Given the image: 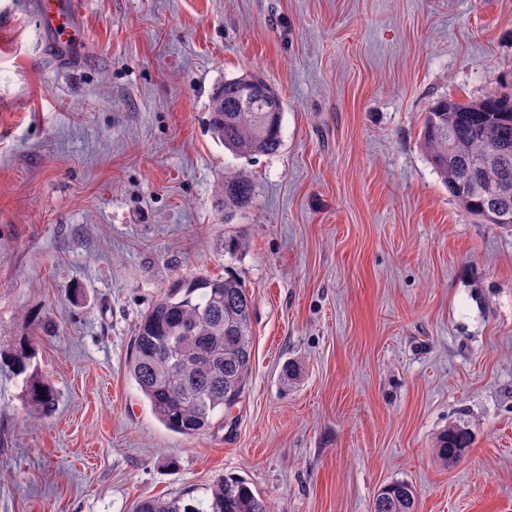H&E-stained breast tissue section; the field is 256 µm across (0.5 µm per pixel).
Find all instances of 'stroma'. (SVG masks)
<instances>
[{
  "label": "stroma",
  "mask_w": 512,
  "mask_h": 512,
  "mask_svg": "<svg viewBox=\"0 0 512 512\" xmlns=\"http://www.w3.org/2000/svg\"><path fill=\"white\" fill-rule=\"evenodd\" d=\"M37 2L0 0V512H130L227 474L270 512H371L395 480L416 512H512V227L465 217L420 139L436 101L512 92V0H80L68 56ZM244 71L284 101L276 154L211 133ZM239 169L254 202L227 220L214 189ZM199 273L245 281L254 359L184 437L126 363ZM25 338L58 392L40 418ZM460 422L448 469L434 440ZM20 349V354L14 359V364L20 374H27L23 391L24 405L29 413L35 417L45 416L55 407L57 401L56 390L36 369L28 372L30 357L26 353L25 346L24 352L21 344ZM473 446V434L464 423L449 425L436 438L433 450L448 468L458 464Z\"/></svg>",
  "instance_id": "1"
}]
</instances>
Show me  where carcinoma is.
I'll return each instance as SVG.
<instances>
[{"label": "carcinoma", "instance_id": "carcinoma-1", "mask_svg": "<svg viewBox=\"0 0 512 512\" xmlns=\"http://www.w3.org/2000/svg\"><path fill=\"white\" fill-rule=\"evenodd\" d=\"M264 88L263 109L234 111L244 86ZM285 105L259 75L224 79L211 98L215 138L238 157L274 154L282 146ZM421 142L449 194L463 214L482 223L512 226V96L489 93L480 100H440L423 116ZM218 211L229 217L253 204L252 183L242 170L224 172L215 189ZM252 298L234 276H192L173 280L144 314L133 337L128 373L168 430L192 436L214 424L241 398L252 371ZM25 375L23 402L42 417L57 393L29 355L14 359ZM473 446L464 423L448 426L433 450L449 468ZM416 492L405 481L382 488L372 512H415ZM132 512H270L264 497L245 479L227 474L205 499L183 495L144 496Z\"/></svg>", "mask_w": 512, "mask_h": 512}]
</instances>
